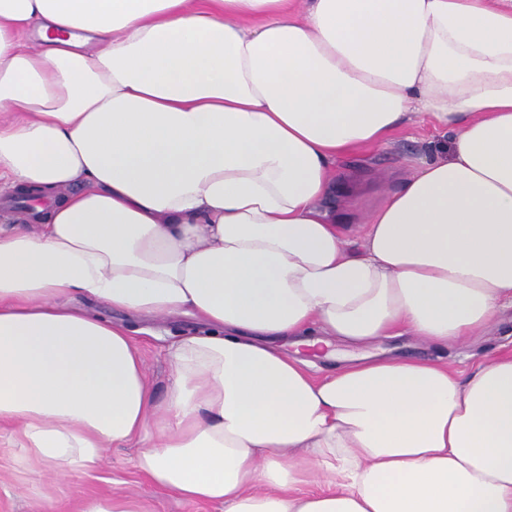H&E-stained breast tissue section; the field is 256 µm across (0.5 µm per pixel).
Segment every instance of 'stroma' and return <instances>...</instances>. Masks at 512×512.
I'll return each instance as SVG.
<instances>
[{"instance_id":"obj_1","label":"stroma","mask_w":512,"mask_h":512,"mask_svg":"<svg viewBox=\"0 0 512 512\" xmlns=\"http://www.w3.org/2000/svg\"><path fill=\"white\" fill-rule=\"evenodd\" d=\"M442 139L440 130L427 120L416 118L400 127L386 148L367 150L358 155L357 160L379 173L391 169L407 172ZM81 305L134 329L135 344L155 399L164 401L171 375L167 348L172 342L198 330V322L183 315L141 320L87 299L82 300ZM377 347L391 356L442 361L464 375L478 362L512 354V307L503 308L495 322L463 343L434 345L413 336H402L380 340ZM17 453L9 431H1L0 512H46L51 503L59 505L62 512H78L84 501L111 494L141 496L150 512H224L223 506L217 504L179 501L164 489L152 485L135 468L136 450L130 444L106 449L94 469L70 476L58 475L49 466L37 474L21 472L15 463Z\"/></svg>"}]
</instances>
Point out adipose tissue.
<instances>
[{
    "label": "adipose tissue",
    "mask_w": 512,
    "mask_h": 512,
    "mask_svg": "<svg viewBox=\"0 0 512 512\" xmlns=\"http://www.w3.org/2000/svg\"><path fill=\"white\" fill-rule=\"evenodd\" d=\"M447 135L370 197L347 155ZM0 428L224 512H512V355H361L512 306V0H0ZM364 227L349 239L346 227ZM186 315L168 396L128 325ZM339 341L313 378L280 342ZM321 475L327 492L294 495Z\"/></svg>",
    "instance_id": "obj_1"
}]
</instances>
